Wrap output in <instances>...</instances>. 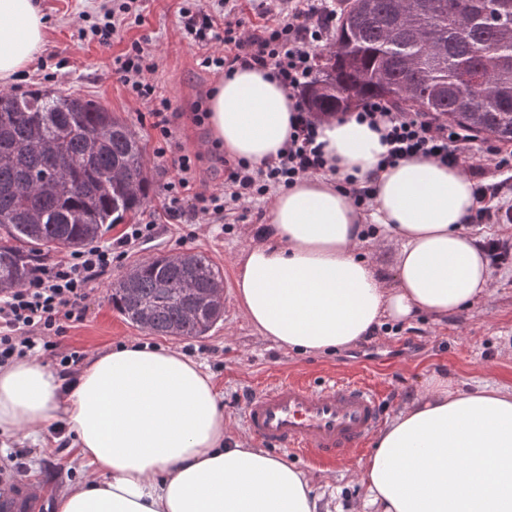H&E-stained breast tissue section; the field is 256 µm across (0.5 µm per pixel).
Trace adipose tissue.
<instances>
[{"label": "adipose tissue", "instance_id": "adipose-tissue-1", "mask_svg": "<svg viewBox=\"0 0 512 512\" xmlns=\"http://www.w3.org/2000/svg\"><path fill=\"white\" fill-rule=\"evenodd\" d=\"M46 37L34 0H0V83L24 71ZM296 100L261 68H239L209 99V130L227 155L260 166L291 131ZM328 168L298 178L271 206L263 241L237 262L245 319L301 352L355 345L370 329L444 318L491 293L490 260L467 228L477 203L465 167L432 158L392 166L380 133L321 119ZM373 188L364 209L341 193ZM397 237L392 275L361 257L368 226ZM377 434L358 469L374 512H512V390L452 387L431 375ZM211 375L180 351L123 345L73 378L20 359L0 366V434L65 423L83 477L57 512H320L310 476L286 457L232 438Z\"/></svg>", "mask_w": 512, "mask_h": 512}]
</instances>
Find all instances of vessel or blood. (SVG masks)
Here are the masks:
<instances>
[{"label":"vessel or blood","mask_w":512,"mask_h":512,"mask_svg":"<svg viewBox=\"0 0 512 512\" xmlns=\"http://www.w3.org/2000/svg\"><path fill=\"white\" fill-rule=\"evenodd\" d=\"M383 418L378 390L360 380L333 378L314 386L290 377L254 389L243 403L246 433L272 448L342 461L352 458ZM37 484L0 475V512H38Z\"/></svg>","instance_id":"1"}]
</instances>
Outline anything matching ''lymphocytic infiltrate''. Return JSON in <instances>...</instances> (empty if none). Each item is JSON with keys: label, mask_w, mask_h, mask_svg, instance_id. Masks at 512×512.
Here are the masks:
<instances>
[{"label": "lymphocytic infiltrate", "mask_w": 512, "mask_h": 512, "mask_svg": "<svg viewBox=\"0 0 512 512\" xmlns=\"http://www.w3.org/2000/svg\"><path fill=\"white\" fill-rule=\"evenodd\" d=\"M265 14V23L251 25L234 0H218L209 10L190 2L181 8L178 25L189 43L198 47L202 70L228 75L240 66H257L269 70L288 91L303 92L315 77L318 47L329 45L335 35L336 14L327 0H268ZM217 43L222 44V51H214ZM155 69L152 49L139 42L115 59V70L127 93L146 107L140 121L154 131L158 157L171 159L175 175L165 186L169 218L201 216L220 224L240 203L287 188L297 177L323 172L326 159L316 141L318 116L300 101L293 130L275 160L255 167L240 158L225 159L223 186L210 187L198 176L195 155L171 152L178 114L150 82ZM355 117L381 131L388 146L383 159L387 165L417 156L452 164L465 159L472 141L464 129L423 112L402 111L380 97L365 99ZM472 176L479 206L471 223L512 220V209L497 203L512 191V181L505 178L485 183V171L480 167ZM156 228L152 216L126 225L113 242L90 246L60 260L38 262L22 287L0 293V365L44 353L55 358L61 375H69L81 355L60 349L66 324L85 318L99 280L122 263L131 245L151 239Z\"/></svg>", "instance_id": "obj_1"}]
</instances>
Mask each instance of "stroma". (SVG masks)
<instances>
[{"instance_id":"1","label":"stroma","mask_w":512,"mask_h":512,"mask_svg":"<svg viewBox=\"0 0 512 512\" xmlns=\"http://www.w3.org/2000/svg\"><path fill=\"white\" fill-rule=\"evenodd\" d=\"M36 4L46 20L45 44L26 70L7 84V91L61 88L119 116L145 145L153 185L148 209L158 222L156 236L131 247L122 265L103 277L84 320L73 323L65 333L63 347L88 357L122 344L178 349L213 377L229 418L228 431L236 438L244 434L239 403L243 393L278 376L319 382L339 371L361 374L383 394V413L388 419L433 374L446 376L455 387L512 389V360L501 357L504 348H512V266L493 268L492 303L481 302L440 319L421 315L407 323H387L371 338L333 354L299 353L260 336L240 309L235 261L243 250L258 243L260 223L255 214L268 211L269 202L251 203V217L237 224H180L169 220L164 213V185L173 170L156 156L153 133L139 120L142 104L128 96L114 72L113 61L118 55L130 49L133 42L149 39L158 57V69L151 81L180 113L175 124L176 139L185 150L199 154L201 176L211 186L222 185L224 169L215 159L208 130L192 121L196 101L214 89L219 78L197 67L196 48L181 36L178 15L184 0H142L144 24L128 20L118 25L108 47L82 34L86 26L83 13L94 12L99 0H36ZM185 251L204 253L219 266L226 284L222 321L200 338L157 336L128 324L109 299L114 277L147 258ZM71 442L70 435L57 433L52 427L36 435L1 434L0 467L7 466L12 449H29L24 475L43 486L44 512H56L58 498L79 478L70 462ZM288 460L312 477L316 493L332 510L337 507L341 512H356L367 498L366 488L355 477L359 458L341 464H318L292 453Z\"/></svg>"}]
</instances>
